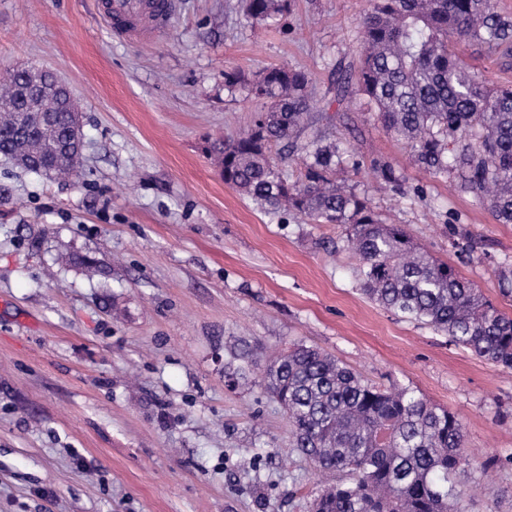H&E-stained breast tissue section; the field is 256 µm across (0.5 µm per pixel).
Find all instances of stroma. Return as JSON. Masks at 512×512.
<instances>
[{"label": "stroma", "mask_w": 512, "mask_h": 512, "mask_svg": "<svg viewBox=\"0 0 512 512\" xmlns=\"http://www.w3.org/2000/svg\"><path fill=\"white\" fill-rule=\"evenodd\" d=\"M180 2L168 30L128 42L90 0H0V78L57 72L85 135L75 180L0 157V512H310L330 475L288 448L284 410L230 355L297 343L457 415L463 512H512V371L371 302L343 227L261 205L208 154L251 125L259 72L305 70L319 129L353 147L337 180L512 314L496 273L512 224L336 100L371 0H293L254 25L239 0ZM454 50L512 84L504 50ZM377 161L406 195L379 189Z\"/></svg>", "instance_id": "35a3bbf8"}]
</instances>
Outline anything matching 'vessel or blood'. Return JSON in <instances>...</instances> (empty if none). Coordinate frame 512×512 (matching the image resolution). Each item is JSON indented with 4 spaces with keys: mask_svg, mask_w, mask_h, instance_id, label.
<instances>
[{
    "mask_svg": "<svg viewBox=\"0 0 512 512\" xmlns=\"http://www.w3.org/2000/svg\"><path fill=\"white\" fill-rule=\"evenodd\" d=\"M97 14L113 35L134 41L168 27L179 8L178 0H97Z\"/></svg>",
    "mask_w": 512,
    "mask_h": 512,
    "instance_id": "vessel-or-blood-1",
    "label": "vessel or blood"
}]
</instances>
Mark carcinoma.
Here are the masks:
<instances>
[{
	"mask_svg": "<svg viewBox=\"0 0 512 512\" xmlns=\"http://www.w3.org/2000/svg\"><path fill=\"white\" fill-rule=\"evenodd\" d=\"M291 0H244L245 18L269 21ZM355 62L338 70L336 96L365 99L387 131L399 136L413 161L458 179L503 224L512 223V86L492 87L451 48L454 37L499 48L512 43V16L494 0H373L361 21ZM27 68L0 81V156L32 172L74 176L60 158L67 113L32 95ZM250 95L264 120L236 138L214 142L210 154L224 183L272 209L316 224H347L346 241L360 262L363 291L383 308L422 322L504 370L512 371V316L479 294L455 269L433 258L369 199L336 183L351 150L320 138L298 144L314 124L309 77L285 65L262 71ZM55 111L44 126L38 114ZM302 151L303 179L290 183L271 161ZM374 169L402 194L394 168ZM237 373L258 372L288 417V445L320 471L346 475L321 487L311 512H461L456 476L467 466L463 425L409 387L369 383L334 356L297 344L258 368L249 355Z\"/></svg>",
	"mask_w": 512,
	"mask_h": 512,
	"instance_id": "obj_1",
	"label": "carcinoma"
}]
</instances>
